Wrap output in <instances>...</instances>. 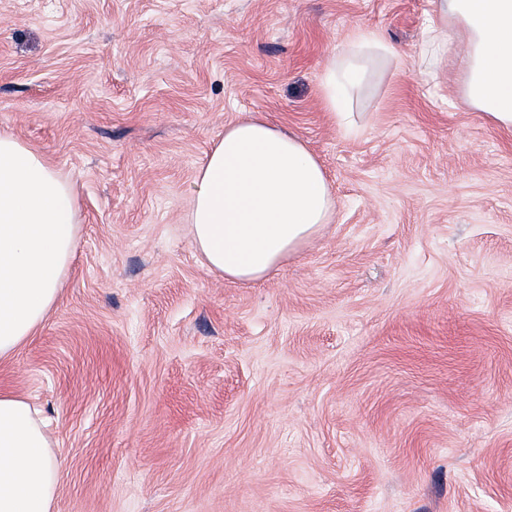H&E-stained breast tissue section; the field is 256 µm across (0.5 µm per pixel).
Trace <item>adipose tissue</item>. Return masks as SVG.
<instances>
[{
	"mask_svg": "<svg viewBox=\"0 0 512 512\" xmlns=\"http://www.w3.org/2000/svg\"><path fill=\"white\" fill-rule=\"evenodd\" d=\"M420 51L433 64L449 22L468 42L463 97L512 129V0H432ZM375 31L334 51L320 81L335 117L371 65L394 59ZM336 200L322 165L297 135L255 116L225 126L195 179L191 237L210 272L225 279H266L289 254L332 223ZM79 235L70 185L39 152L0 136V360L45 321L67 276ZM60 469L39 411L0 392V512H54Z\"/></svg>",
	"mask_w": 512,
	"mask_h": 512,
	"instance_id": "ef3b65f1",
	"label": "adipose tissue"
}]
</instances>
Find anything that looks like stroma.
I'll return each mask as SVG.
<instances>
[{
    "label": "stroma",
    "instance_id": "1",
    "mask_svg": "<svg viewBox=\"0 0 512 512\" xmlns=\"http://www.w3.org/2000/svg\"><path fill=\"white\" fill-rule=\"evenodd\" d=\"M431 0H0V134L78 196L57 303L0 361L51 423L55 512H512V129ZM381 33L335 120L336 47ZM296 133L336 199L267 279L209 272L194 179L225 125Z\"/></svg>",
    "mask_w": 512,
    "mask_h": 512
}]
</instances>
